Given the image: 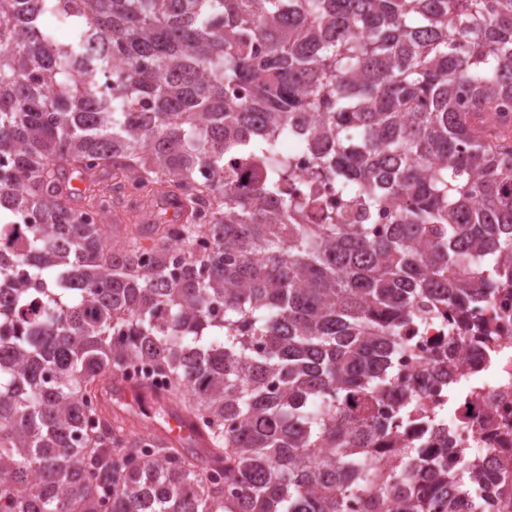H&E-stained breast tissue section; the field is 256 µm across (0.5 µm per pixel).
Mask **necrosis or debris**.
Here are the masks:
<instances>
[{
	"instance_id": "obj_1",
	"label": "necrosis or debris",
	"mask_w": 512,
	"mask_h": 512,
	"mask_svg": "<svg viewBox=\"0 0 512 512\" xmlns=\"http://www.w3.org/2000/svg\"><path fill=\"white\" fill-rule=\"evenodd\" d=\"M503 304L512 308L511 289H499L490 305L466 309L470 326L458 332L454 377L433 367L445 342L444 330L433 323L417 330L413 353L398 354L393 362L399 382L418 389L437 411L449 447L465 449L486 474L481 503L487 512H512V486L500 479L504 463L512 460V311L498 317L492 344L475 343L471 327L488 317L491 306Z\"/></svg>"
}]
</instances>
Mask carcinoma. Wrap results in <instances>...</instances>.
<instances>
[{
  "label": "carcinoma",
  "mask_w": 512,
  "mask_h": 512,
  "mask_svg": "<svg viewBox=\"0 0 512 512\" xmlns=\"http://www.w3.org/2000/svg\"><path fill=\"white\" fill-rule=\"evenodd\" d=\"M511 117L512 0H0V512H454L390 359L512 288ZM133 360L203 452L91 406ZM286 144L289 146V152L293 157V166L297 174L305 175L314 164L313 155L307 150L302 134L297 132L289 137Z\"/></svg>",
  "instance_id": "obj_1"
}]
</instances>
